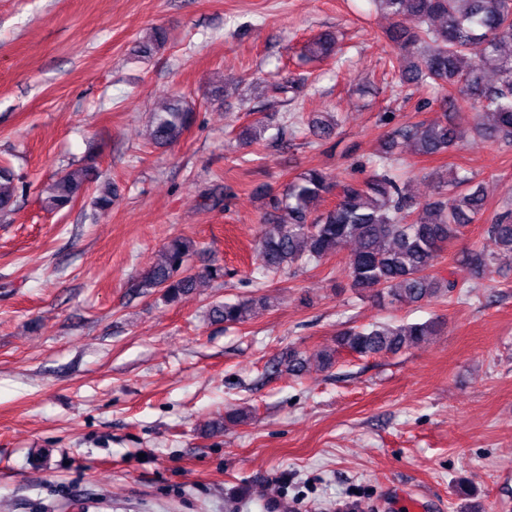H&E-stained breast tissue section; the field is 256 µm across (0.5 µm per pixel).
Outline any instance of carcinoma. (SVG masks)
Instances as JSON below:
<instances>
[{"label":"carcinoma","instance_id":"obj_1","mask_svg":"<svg viewBox=\"0 0 512 512\" xmlns=\"http://www.w3.org/2000/svg\"><path fill=\"white\" fill-rule=\"evenodd\" d=\"M393 19L386 36L399 50L398 71L402 84L434 85L448 91L441 101L452 109L466 105L476 111L473 131L483 137L512 145V0H372ZM166 31L154 27L135 47V55L149 57L163 47ZM307 52L322 60L337 57L331 35L314 39ZM491 68L494 81L485 80L481 65ZM270 91L288 101L297 97L301 85L276 83ZM195 120V107L181 98H169L152 114L150 140L156 145L179 141ZM294 132L308 131L316 140L333 137L335 117L294 113L287 118ZM399 136L420 156H436L456 148L465 133L433 119L405 126ZM397 141L384 143L375 154L373 172L363 182L335 183L324 171L311 168L288 184L280 196L266 202L268 224L264 225L257 250L262 270L280 274L299 266L317 264L353 240L355 252L348 260L349 288L361 297L382 304H415L461 295L465 282L448 273L436 272L444 247L456 240L463 228L485 212L482 184L464 173L449 177L435 173L434 200L420 202L406 192L397 179L400 157ZM23 187V177L8 162L0 161V215L12 211ZM336 194V203L316 214L314 202ZM92 195L100 212L112 209V184L98 181L94 163L70 166L40 189L48 212L69 209ZM194 243L174 238L162 259L145 271L135 285L139 295L161 293L167 302L196 289L201 283L224 277V267L193 273L187 262ZM512 255V202L502 203L484 229L476 247L468 250L463 266L472 276L494 272L500 256ZM269 308L265 296L211 307L210 318L228 325L242 324ZM440 322L381 324L351 327L336 336V347L308 358L290 350L272 365L299 376L310 360L325 369L341 352L366 356L397 353L414 343L437 335Z\"/></svg>","mask_w":512,"mask_h":512}]
</instances>
